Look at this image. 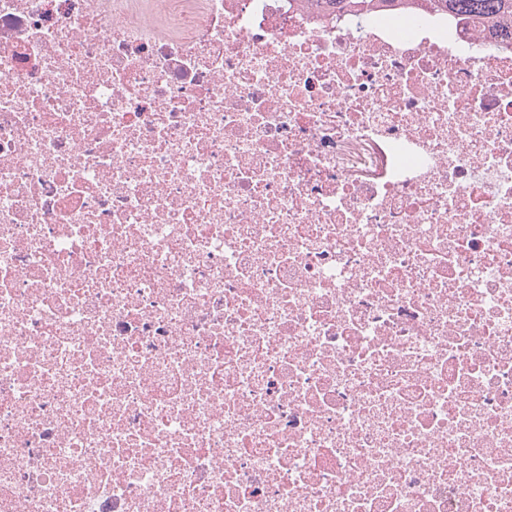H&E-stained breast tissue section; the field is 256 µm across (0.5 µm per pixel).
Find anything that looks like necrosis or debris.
I'll return each instance as SVG.
<instances>
[{
	"mask_svg": "<svg viewBox=\"0 0 512 512\" xmlns=\"http://www.w3.org/2000/svg\"><path fill=\"white\" fill-rule=\"evenodd\" d=\"M0 512H512V35L0 0Z\"/></svg>",
	"mask_w": 512,
	"mask_h": 512,
	"instance_id": "4bbe7bcc",
	"label": "necrosis or debris"
}]
</instances>
